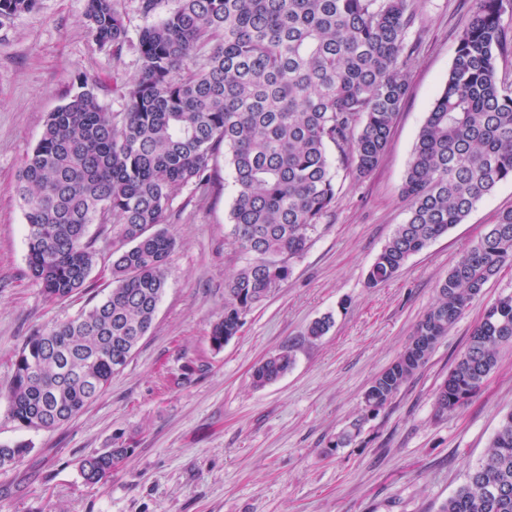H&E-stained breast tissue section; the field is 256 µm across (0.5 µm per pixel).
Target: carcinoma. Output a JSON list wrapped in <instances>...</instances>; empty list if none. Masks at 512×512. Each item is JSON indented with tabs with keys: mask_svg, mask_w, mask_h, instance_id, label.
Wrapping results in <instances>:
<instances>
[{
	"mask_svg": "<svg viewBox=\"0 0 512 512\" xmlns=\"http://www.w3.org/2000/svg\"><path fill=\"white\" fill-rule=\"evenodd\" d=\"M37 2L0 0V17ZM511 9L512 0H474L403 178L408 217L370 265L369 285L394 279L512 181V88L497 77L498 59L512 54ZM86 18L99 48L120 54L128 31L114 0H87ZM415 18L414 0H178L139 33V75L120 86L127 111H105L97 79H80L47 114L20 174L28 273L47 299L64 300L90 287L98 259L90 224L112 223L126 248L112 253L103 300L34 333L15 356L7 392L17 427L50 431L70 421L126 365L164 293L175 241L162 224L184 187L209 189L221 153L234 185L228 236L244 262L224 282V316L210 342L219 350L238 334L244 315L288 280L291 260L331 212L335 166L362 179L385 153L409 87L402 57L412 53L406 34ZM508 263L512 210L448 271L403 352L364 393L365 415L392 400ZM504 345L512 346V293L485 309L436 393L435 416L479 393ZM293 363L289 350L269 356L254 368V385L276 381ZM31 450L1 444L0 467ZM130 452L87 456L83 480L108 481ZM440 512H512V412Z\"/></svg>",
	"mask_w": 512,
	"mask_h": 512,
	"instance_id": "carcinoma-1",
	"label": "carcinoma"
}]
</instances>
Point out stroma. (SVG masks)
Here are the masks:
<instances>
[{"label":"stroma","instance_id":"35a3bbf8","mask_svg":"<svg viewBox=\"0 0 512 512\" xmlns=\"http://www.w3.org/2000/svg\"><path fill=\"white\" fill-rule=\"evenodd\" d=\"M472 5L417 0L407 34L415 51L404 59L409 89L378 166L363 180L339 171L335 208L293 259L288 281L252 308L219 350L210 330L224 313V281L242 263L227 236L234 187L219 161L208 194L183 189L165 224L175 247L150 333L81 414L38 432L8 417L14 357L36 331L106 296L121 240L112 228L90 225L99 256L89 288L63 301L46 299L27 270L18 175L47 113L81 77L99 79L106 111L125 112L127 100L112 80L137 77L140 31L178 2L160 0L146 15L139 0H117L129 36L118 55L93 41L86 0H38L33 11L0 18V445L33 446L21 464L0 468V512H439L512 411V347H506L468 405L434 415L436 392L485 308L512 293V263L376 416L363 417V395L409 342L460 255L512 209V182L498 184L392 281L371 287L366 275L407 218L403 177ZM325 316L332 319L329 331L308 338L307 327ZM288 347L292 368L255 387L254 367ZM354 422L358 437L335 448L337 434ZM121 444L132 451L111 479L86 484L82 460Z\"/></svg>","mask_w":512,"mask_h":512}]
</instances>
